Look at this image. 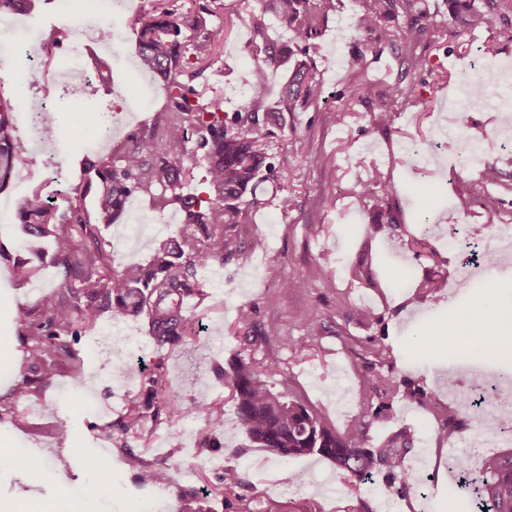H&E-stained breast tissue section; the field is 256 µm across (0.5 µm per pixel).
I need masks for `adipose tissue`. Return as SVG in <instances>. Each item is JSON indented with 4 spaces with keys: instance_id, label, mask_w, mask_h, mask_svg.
Here are the masks:
<instances>
[{
    "instance_id": "obj_1",
    "label": "adipose tissue",
    "mask_w": 512,
    "mask_h": 512,
    "mask_svg": "<svg viewBox=\"0 0 512 512\" xmlns=\"http://www.w3.org/2000/svg\"><path fill=\"white\" fill-rule=\"evenodd\" d=\"M467 319L479 321L481 333L456 340L454 348L457 353L467 356L478 352L512 361V309H502L488 294L474 304Z\"/></svg>"
}]
</instances>
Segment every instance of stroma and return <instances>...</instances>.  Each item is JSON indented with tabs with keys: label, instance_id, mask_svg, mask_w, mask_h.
<instances>
[{
	"label": "stroma",
	"instance_id": "obj_1",
	"mask_svg": "<svg viewBox=\"0 0 512 512\" xmlns=\"http://www.w3.org/2000/svg\"><path fill=\"white\" fill-rule=\"evenodd\" d=\"M257 0H215L217 17L231 15L233 27L224 39L221 58L209 73L207 92L224 99L227 114L241 111L251 94L250 73L259 59L247 6ZM153 7V0H135L118 30L107 31L97 14L71 10L63 14L54 0H29L22 13L0 14V99L14 109V134L27 146L0 191V408H24L28 401L12 375L14 359L23 351L15 307L37 306L57 296L61 281L52 261V242L40 240L44 254L34 275L16 279L11 260L25 256L27 236L16 219L21 199L32 189L28 171L47 168L59 208L80 204L96 213L98 199L86 192L82 168L86 142L98 154L120 151L128 137L152 124L166 102L162 80L136 67L138 27L135 20ZM357 0H338L316 44V58L330 59L321 67L328 104H335L349 80L347 62L359 45L353 29ZM72 30L70 43L44 57L45 79L27 80L26 55L11 50L19 32L32 30L47 43L54 27ZM94 50L111 66L110 82L83 83L70 73L75 50ZM430 69L411 79L410 97L388 106L385 114H349L344 124L323 126L316 112H286L282 129L271 139L275 170L258 188L266 207L250 211L232 226L236 252L223 262L199 268L201 294L184 302L196 321V333L182 343L157 349L145 318L102 315L96 334L82 337L74 350L83 369L64 368L42 403L36 430H21L17 421L0 422V451L26 442L46 463L48 479L26 480L13 469L0 471V512L13 505L25 512H44L65 503L76 512H177L175 488L159 484L139 487L137 473L145 464L165 459L172 464L175 487L216 484L224 470L240 472L246 486L240 497H210L207 512H261L266 496L282 504V512H469L455 487L452 458L471 461L512 456L508 448L482 447L474 442L476 417L463 413V430L452 443L436 438V409L449 397H466L474 389L475 372L499 373L504 363L482 355L462 358L445 350L422 348L426 328H446L449 320L485 294L512 308V251L501 253L497 268L474 270L469 248L449 244L454 229L480 228L479 245H494L503 224L512 225V111H502L512 87L489 92L484 107L469 111L467 134L475 143L491 138L498 149L481 154L477 163L449 152L446 144L457 131V115L466 109L461 89L470 79L487 78L491 68L512 72V34L501 30L456 40L445 39L427 51ZM51 100L58 126L67 139L43 143L26 126L22 108ZM467 110V109H466ZM440 143L438 152L417 156L420 140ZM324 155L325 165L314 162ZM497 163L499 185L482 189L470 202L456 197V177L471 178L481 165ZM381 169L397 186L391 205L393 223H378L372 202L355 186L372 169ZM287 197L280 209L279 197ZM428 219V255H416L410 241L421 219ZM183 214L173 208L159 213L143 192L133 193L125 214L97 227L99 242L113 268L145 263L161 240L179 236ZM410 272L414 281L445 278L443 303L431 293L396 285V276ZM308 277L305 288L283 289L284 279ZM253 314L250 326L238 322L241 311ZM316 317L320 332L307 338L306 317ZM278 325L288 343L266 339L262 331ZM238 354L253 356L270 381L288 375L295 393L326 416L336 431L354 420L361 398L376 411L369 435L380 444L395 434L412 437L406 455L408 488L395 493L386 469L361 483L337 472L318 456L279 460L255 447L239 427L230 390L216 379L215 368L227 366ZM159 381L160 396L191 409L199 402L216 404L223 417L216 436L219 447L202 448L199 419L146 417L139 436L128 447L111 443L104 431L118 424L126 406L145 398L149 378ZM401 394L388 396L391 382ZM425 393L424 403L405 398L407 390ZM66 420L70 436L58 442L51 432ZM180 439H173V432ZM83 451L75 460L72 449ZM112 475V491L90 495V469Z\"/></svg>",
	"mask_w": 512,
	"mask_h": 512
}]
</instances>
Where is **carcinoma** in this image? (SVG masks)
I'll list each match as a JSON object with an SVG mask.
<instances>
[{"label": "carcinoma", "mask_w": 512, "mask_h": 512, "mask_svg": "<svg viewBox=\"0 0 512 512\" xmlns=\"http://www.w3.org/2000/svg\"><path fill=\"white\" fill-rule=\"evenodd\" d=\"M354 29L364 50L348 66L351 78L344 103L318 109L325 126L343 122L346 106L354 101L367 107L385 108L399 102L412 90L400 77L385 90L361 78L365 70V52L381 46L399 47V65L404 74L427 70V54L420 46L432 33L444 27L446 19H437L423 0H360ZM450 16L465 30L494 32L501 28L512 0H448ZM194 22L174 17L169 0H155L153 10L138 19V66L158 76L169 88L165 120L132 134L135 146L116 156H86L84 165L93 173L85 191L96 189L99 195L97 220L112 224L123 215L128 198L145 190L152 196L153 208L164 212L177 207L184 212L181 240L162 241L143 265L115 270L99 246L90 214L81 206L59 210L43 192L42 171H30L34 188L17 209L18 222L33 237H51L55 245V264L65 292L42 300L38 311L20 306L14 319L22 333L25 355L14 370L20 388L43 395L60 372L62 361L75 360L73 345L81 337L98 331L101 314L115 318L146 317L155 346L162 350L174 346L196 331V321L184 311V301L201 293L196 269L224 260V253L237 250L236 240L224 233L231 224L242 223L251 209L263 205L257 185L263 174L274 170L264 136L260 130L280 125V113L305 112L323 98L324 86L315 63L298 65L283 96V107L270 106L263 94L271 67L295 55H308L323 32L333 0H275L273 13L291 32L288 44L263 43L259 51L264 64L253 72V94L243 111L232 118L224 113V99L211 97L193 85L217 59L212 51L224 44L232 21L220 22L208 30L206 43L194 37L200 14L210 12V4L197 3ZM468 109L486 103L485 84L473 79L467 84ZM150 159H145L144 152ZM26 148L12 136L11 109L0 106V191L15 164L22 161ZM188 159L205 171L206 190L199 194L183 192L188 171L182 161ZM358 193L369 196L376 209L390 205L397 188L377 173L357 185ZM29 255L17 258L12 270L15 278L28 279L42 260L33 245ZM229 385L238 419L248 439L279 458L319 455L329 459L340 473L360 482L372 480L377 467L403 476L405 455L411 443L392 436L378 448L370 447L369 428L376 415L368 399H362L355 423L340 433L327 419L302 399L292 395L288 372L274 390L252 357L236 356L230 369L216 371ZM462 408L438 410L441 427L437 438L452 442L460 431ZM208 428L200 433L203 448H216L213 438L220 424L219 412L208 404L198 407ZM144 413L140 403L126 408L118 428L117 444L126 447L125 435L136 432ZM171 465L165 461L143 467L140 484L152 485L165 480ZM241 485L240 474L226 469L218 479L219 493L229 496ZM473 486L483 512H512V457L494 460L465 481ZM211 490H181L182 508L178 512H202L194 505L209 498Z\"/></svg>", "instance_id": "obj_1"}]
</instances>
